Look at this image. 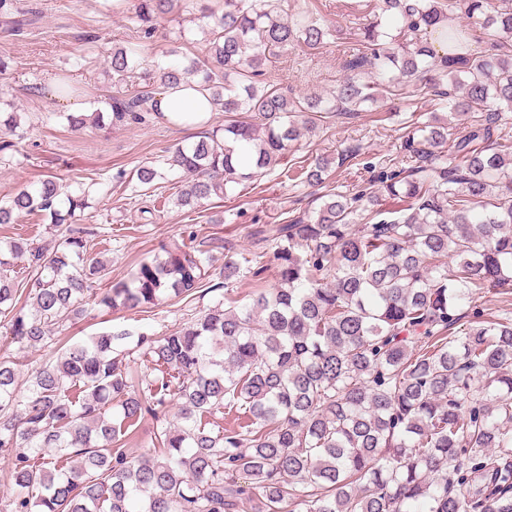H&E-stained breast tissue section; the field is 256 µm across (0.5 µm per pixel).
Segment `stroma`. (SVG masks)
I'll use <instances>...</instances> for the list:
<instances>
[{
  "label": "stroma",
  "mask_w": 512,
  "mask_h": 512,
  "mask_svg": "<svg viewBox=\"0 0 512 512\" xmlns=\"http://www.w3.org/2000/svg\"><path fill=\"white\" fill-rule=\"evenodd\" d=\"M15 8H36L40 19L24 35L5 31L0 13V110L17 111L26 131L12 147L0 151V200L19 185L53 176L63 188L84 184L90 189L88 206L78 215V227L96 235L95 249L108 260L112 277L128 276L137 266L157 255L161 247H185L190 235L219 237L235 260L254 249L251 233L256 225L280 223L292 208L313 206L312 187L289 181L283 167L259 175L257 181L236 186L231 197L211 198L200 210L223 213L220 224L207 223L200 211L168 207L152 209L151 197L116 182L117 170L132 171L143 165L163 168V153L191 141L190 133L150 112L141 123H124L108 130L87 125L68 127L70 112L91 113L102 99L115 95L109 71L113 49L140 43L138 65L131 74L139 79L145 70L161 65L178 67L187 58L204 57L206 44L197 23L158 20L153 38L141 40L133 10L112 9V0H12ZM348 44H328L316 53L301 49L276 59L267 70L268 80L297 94L324 92L344 76L342 61ZM79 87L76 95L56 91L59 77ZM302 146L313 152L336 155L357 146L366 154L403 157L404 131L398 119L376 121L374 113L355 118L332 117L329 129L306 135ZM221 292L193 300H165L149 310L105 311L90 306L87 314L62 332V339L80 338L112 328L137 327L160 336L191 316L221 300Z\"/></svg>",
  "instance_id": "35a3bbf8"
}]
</instances>
